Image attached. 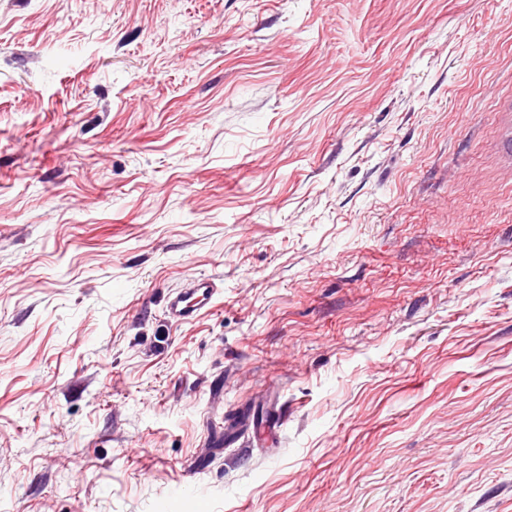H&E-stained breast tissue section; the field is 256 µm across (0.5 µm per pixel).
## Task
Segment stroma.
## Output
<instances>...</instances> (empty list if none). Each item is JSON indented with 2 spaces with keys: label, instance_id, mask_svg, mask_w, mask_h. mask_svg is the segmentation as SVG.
Wrapping results in <instances>:
<instances>
[{
  "label": "stroma",
  "instance_id": "obj_1",
  "mask_svg": "<svg viewBox=\"0 0 512 512\" xmlns=\"http://www.w3.org/2000/svg\"><path fill=\"white\" fill-rule=\"evenodd\" d=\"M202 503L512 512V0H0V512ZM219 292L213 278L203 276L193 279L186 288L171 296L166 312L170 322L182 323L197 316L203 309L212 306V299Z\"/></svg>",
  "mask_w": 512,
  "mask_h": 512
}]
</instances>
